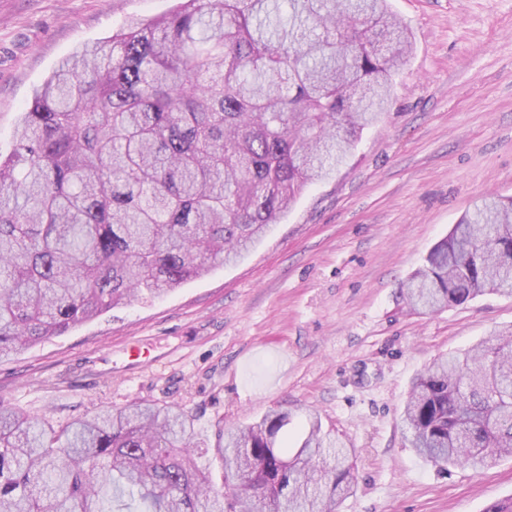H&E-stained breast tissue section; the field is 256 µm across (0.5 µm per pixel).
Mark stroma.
<instances>
[{
	"label": "stroma",
	"mask_w": 512,
	"mask_h": 512,
	"mask_svg": "<svg viewBox=\"0 0 512 512\" xmlns=\"http://www.w3.org/2000/svg\"><path fill=\"white\" fill-rule=\"evenodd\" d=\"M178 0H0V154L34 90L82 44ZM413 43L392 104L236 264L118 307L0 362V404L61 425L135 403L188 412L218 470L219 427L317 416L354 451L336 512H484L512 456L443 473L405 448L412 380L512 325V297L437 312L402 282L475 199L512 197V0H390Z\"/></svg>",
	"instance_id": "35a3bbf8"
}]
</instances>
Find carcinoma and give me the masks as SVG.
<instances>
[{"instance_id":"1","label":"carcinoma","mask_w":512,"mask_h":512,"mask_svg":"<svg viewBox=\"0 0 512 512\" xmlns=\"http://www.w3.org/2000/svg\"><path fill=\"white\" fill-rule=\"evenodd\" d=\"M180 0L63 59L0 157V359L233 262L377 123L410 35L387 0ZM512 296V198L474 205L402 283L435 311ZM446 471L512 455V327L434 360L402 415ZM286 412L219 428L135 404L50 422L0 405V512H335L352 449Z\"/></svg>"}]
</instances>
